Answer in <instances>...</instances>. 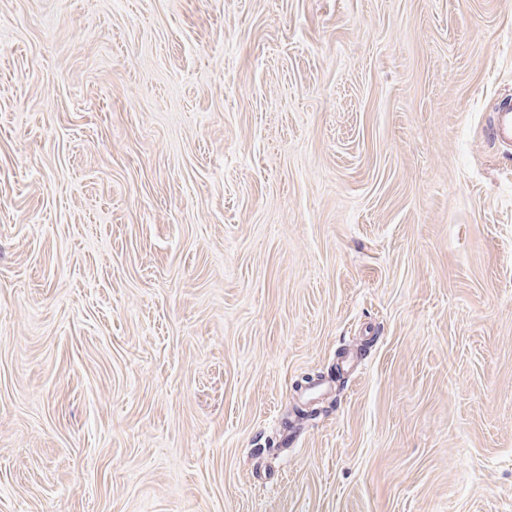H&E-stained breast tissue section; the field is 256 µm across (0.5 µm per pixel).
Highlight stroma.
Wrapping results in <instances>:
<instances>
[{
	"instance_id": "obj_1",
	"label": "stroma",
	"mask_w": 512,
	"mask_h": 512,
	"mask_svg": "<svg viewBox=\"0 0 512 512\" xmlns=\"http://www.w3.org/2000/svg\"><path fill=\"white\" fill-rule=\"evenodd\" d=\"M511 100L512 0H0V512H512ZM488 137L503 146L512 145V107L504 106L495 113L493 122L487 129Z\"/></svg>"
}]
</instances>
